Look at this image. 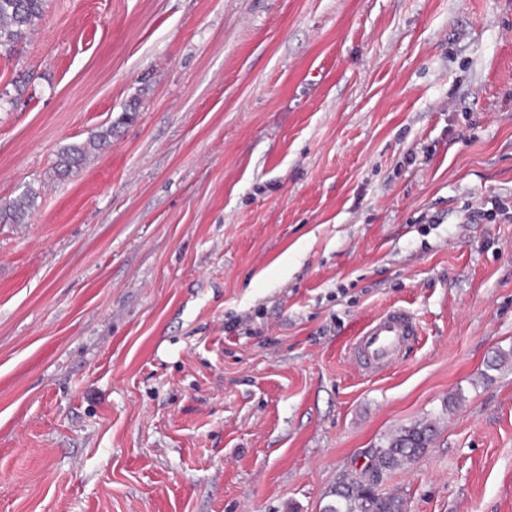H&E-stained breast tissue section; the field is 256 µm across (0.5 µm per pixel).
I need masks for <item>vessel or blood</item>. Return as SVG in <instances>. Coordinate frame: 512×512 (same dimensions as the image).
<instances>
[{
	"instance_id": "obj_1",
	"label": "vessel or blood",
	"mask_w": 512,
	"mask_h": 512,
	"mask_svg": "<svg viewBox=\"0 0 512 512\" xmlns=\"http://www.w3.org/2000/svg\"><path fill=\"white\" fill-rule=\"evenodd\" d=\"M417 333V324L408 311L391 309L358 332L355 352L364 368H378L393 361Z\"/></svg>"
}]
</instances>
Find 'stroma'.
I'll return each mask as SVG.
<instances>
[{
  "mask_svg": "<svg viewBox=\"0 0 512 512\" xmlns=\"http://www.w3.org/2000/svg\"><path fill=\"white\" fill-rule=\"evenodd\" d=\"M25 195L0 512H322L425 421L382 488L512 512V0H47L0 51ZM394 307L418 334L364 375ZM418 328L411 314L401 308L387 310L369 321L357 334L355 353L365 369L393 361Z\"/></svg>",
  "mask_w": 512,
  "mask_h": 512,
  "instance_id": "obj_1",
  "label": "stroma"
}]
</instances>
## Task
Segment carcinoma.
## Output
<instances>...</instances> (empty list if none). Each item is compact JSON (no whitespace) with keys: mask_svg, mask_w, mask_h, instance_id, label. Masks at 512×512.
Segmentation results:
<instances>
[{"mask_svg":"<svg viewBox=\"0 0 512 512\" xmlns=\"http://www.w3.org/2000/svg\"><path fill=\"white\" fill-rule=\"evenodd\" d=\"M45 0H0V48L12 50L31 30L44 12ZM87 147L72 145L57 159L56 168L64 172L80 165ZM29 208L23 197L0 208V222H20ZM435 429L430 423H417L401 429L372 449L371 480L365 485L347 477L331 492L332 500L323 512H402V499L380 489L383 473L403 467L415 459L432 442Z\"/></svg>","mask_w":512,"mask_h":512,"instance_id":"carcinoma-1","label":"carcinoma"}]
</instances>
